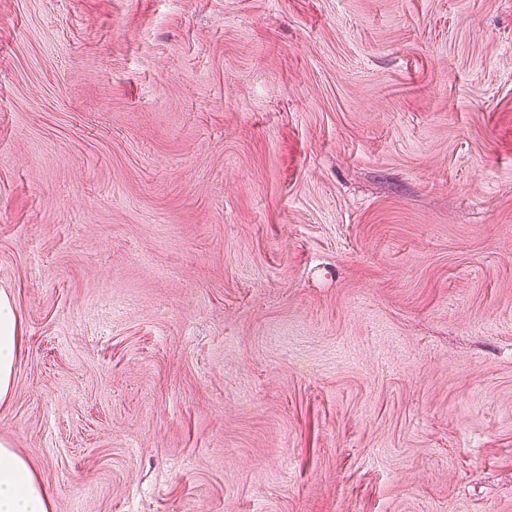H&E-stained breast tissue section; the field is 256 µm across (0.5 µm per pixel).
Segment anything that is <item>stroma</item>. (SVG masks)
<instances>
[{
    "mask_svg": "<svg viewBox=\"0 0 512 512\" xmlns=\"http://www.w3.org/2000/svg\"><path fill=\"white\" fill-rule=\"evenodd\" d=\"M0 291L53 512H512V0H0Z\"/></svg>",
    "mask_w": 512,
    "mask_h": 512,
    "instance_id": "1",
    "label": "stroma"
}]
</instances>
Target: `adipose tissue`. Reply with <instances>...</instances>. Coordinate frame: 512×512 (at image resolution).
Masks as SVG:
<instances>
[{
  "instance_id": "ef3b65f1",
  "label": "adipose tissue",
  "mask_w": 512,
  "mask_h": 512,
  "mask_svg": "<svg viewBox=\"0 0 512 512\" xmlns=\"http://www.w3.org/2000/svg\"><path fill=\"white\" fill-rule=\"evenodd\" d=\"M21 346L20 318L9 295L0 292V403L11 395ZM0 512H52L48 490L29 462L0 441Z\"/></svg>"
}]
</instances>
